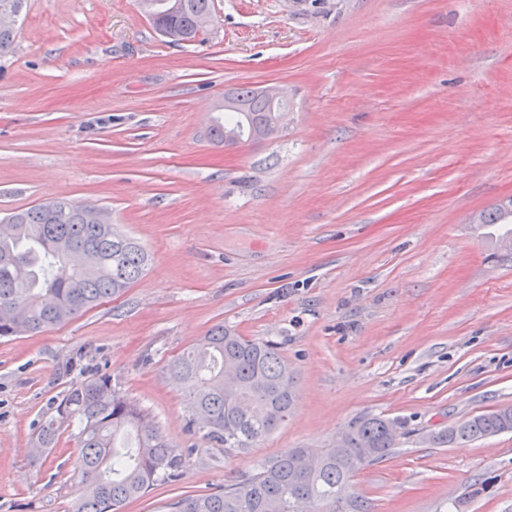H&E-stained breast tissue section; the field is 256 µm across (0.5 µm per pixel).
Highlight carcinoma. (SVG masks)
I'll use <instances>...</instances> for the list:
<instances>
[{"mask_svg":"<svg viewBox=\"0 0 512 512\" xmlns=\"http://www.w3.org/2000/svg\"><path fill=\"white\" fill-rule=\"evenodd\" d=\"M141 5L155 30L174 26L193 42L196 20L211 13L213 0H141ZM234 95L240 109L234 124L244 133L268 122V105L258 90L238 88ZM55 205L51 212L37 205L0 218V337L63 325L124 292L147 264L138 242L91 220L98 208ZM479 223L505 226L496 241H512V198L481 212ZM73 250L80 251L83 263L67 267L64 254ZM228 370L237 379L235 391L224 387ZM168 375L189 396L188 427L219 445L228 441L241 453L286 420L295 397L296 377L277 348L222 324L174 358ZM73 425L80 445L74 512H121L155 484L183 475L186 456L108 377H87L53 401L36 432V447L51 450ZM391 427L398 422L360 417L340 430L341 447L290 448L222 489L171 503L170 512H296L300 498L313 512H371L365 499L344 490L351 488L359 466L381 461L395 448L398 437L389 433ZM510 432L512 404H506L432 433L429 440L451 445ZM306 451L317 454L320 464L299 474L295 461Z\"/></svg>","mask_w":512,"mask_h":512,"instance_id":"1","label":"carcinoma"}]
</instances>
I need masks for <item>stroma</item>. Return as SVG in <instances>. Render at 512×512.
Instances as JSON below:
<instances>
[{
  "mask_svg": "<svg viewBox=\"0 0 512 512\" xmlns=\"http://www.w3.org/2000/svg\"><path fill=\"white\" fill-rule=\"evenodd\" d=\"M0 58V217L107 209L150 262L64 325L0 338V512H72L75 431L28 454L49 404L109 376L168 443L165 512L363 415L401 422L360 466L373 512H512V433L429 431L512 404V260L471 216L512 197V0H214L170 44L136 0H28ZM279 85L281 135L227 150L225 90ZM294 369L288 418L249 453L190 431L171 359L215 325Z\"/></svg>",
  "mask_w": 512,
  "mask_h": 512,
  "instance_id": "stroma-1",
  "label": "stroma"
}]
</instances>
